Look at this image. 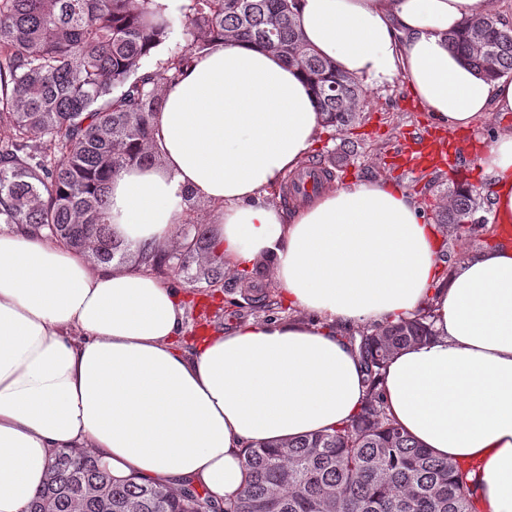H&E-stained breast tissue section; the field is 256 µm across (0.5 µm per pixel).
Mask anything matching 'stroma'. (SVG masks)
Masks as SVG:
<instances>
[{
	"label": "stroma",
	"instance_id": "stroma-1",
	"mask_svg": "<svg viewBox=\"0 0 512 512\" xmlns=\"http://www.w3.org/2000/svg\"><path fill=\"white\" fill-rule=\"evenodd\" d=\"M416 128L424 129L432 137H451L459 149L456 163L446 166L425 164L418 169L410 167L406 155L416 148L410 136ZM348 140L357 144L358 157L348 166L333 169L330 184L388 180L406 190L428 219H435L448 188L459 177L468 178L481 192L489 190V181L479 166L483 142L470 132L451 134L432 126L425 109L410 94L404 80H397L394 86L386 89H368L362 112L351 126L340 131L322 129L309 168L327 165L336 148ZM435 231L442 246L439 270L444 276L455 264L500 241L499 236L488 231L461 237L446 224H437ZM161 279L192 295L187 310V337L191 340L251 319L287 318L293 314L292 309L280 300L275 283L257 274L225 269L224 286L217 290L205 281L195 279L190 272H166ZM260 294L271 300L270 310L256 309L254 298Z\"/></svg>",
	"mask_w": 512,
	"mask_h": 512
}]
</instances>
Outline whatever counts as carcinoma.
<instances>
[{
    "label": "carcinoma",
    "mask_w": 512,
    "mask_h": 512,
    "mask_svg": "<svg viewBox=\"0 0 512 512\" xmlns=\"http://www.w3.org/2000/svg\"><path fill=\"white\" fill-rule=\"evenodd\" d=\"M185 45L172 49L163 74L142 61L166 43L174 20L154 0H0V223L53 238L95 261L120 251L108 222L109 183L122 169L159 161L155 119L166 87L216 41L253 43L277 52L312 83L324 124H352L366 98L363 84L340 72L304 41L290 0H188ZM448 44L483 75H512V28L492 13L448 34ZM489 201L474 186L448 189L441 224L461 234L485 227ZM195 250L216 248L197 224ZM171 260L150 244L135 265L161 273ZM223 280L220 257L197 271ZM432 308L410 321L359 334L368 387L348 423L249 450L238 496L223 502L187 486L177 493L152 482L117 479L94 456L54 452L42 490L23 512H478L475 467L433 455L405 433L378 389L396 352L432 336Z\"/></svg>",
    "instance_id": "obj_1"
}]
</instances>
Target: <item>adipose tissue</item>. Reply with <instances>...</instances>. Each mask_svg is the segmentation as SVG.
I'll use <instances>...</instances> for the list:
<instances>
[{"label":"adipose tissue","instance_id":"obj_1","mask_svg":"<svg viewBox=\"0 0 512 512\" xmlns=\"http://www.w3.org/2000/svg\"><path fill=\"white\" fill-rule=\"evenodd\" d=\"M490 0H295L307 43L372 88L405 80L433 123L474 131L512 112V79L471 70L450 32ZM322 128L297 67L249 43L197 55L155 120L161 165L112 180V224L167 249L180 201L215 207L230 264L260 270L312 316L249 320L184 348L185 300L154 274L94 266L48 239L0 232V512H22L53 451L81 448L113 476L231 500L249 449L329 430L365 403L345 331L433 309V334L383 370L391 417L435 455L474 464L482 512H512V246L438 278L432 223L389 182L326 186L286 211L270 189ZM492 219L512 224V132L489 140Z\"/></svg>","mask_w":512,"mask_h":512}]
</instances>
